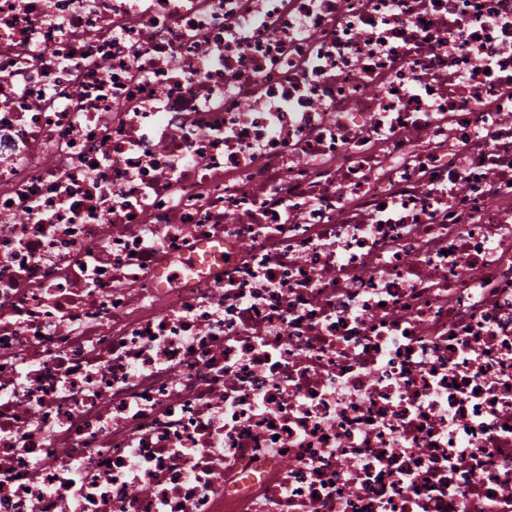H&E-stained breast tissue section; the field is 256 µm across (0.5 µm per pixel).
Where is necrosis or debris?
<instances>
[{"instance_id": "obj_1", "label": "necrosis or debris", "mask_w": 512, "mask_h": 512, "mask_svg": "<svg viewBox=\"0 0 512 512\" xmlns=\"http://www.w3.org/2000/svg\"><path fill=\"white\" fill-rule=\"evenodd\" d=\"M0 512H512V0H0Z\"/></svg>"}]
</instances>
